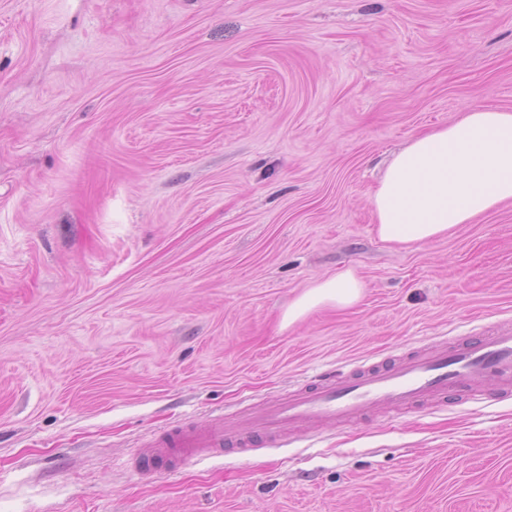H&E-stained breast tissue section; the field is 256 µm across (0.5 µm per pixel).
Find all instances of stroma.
Listing matches in <instances>:
<instances>
[{"mask_svg":"<svg viewBox=\"0 0 512 512\" xmlns=\"http://www.w3.org/2000/svg\"><path fill=\"white\" fill-rule=\"evenodd\" d=\"M512 110V0H0V512H512V398L140 476L164 430L512 324V202L382 242L384 162ZM365 296L286 325L317 279Z\"/></svg>","mask_w":512,"mask_h":512,"instance_id":"stroma-1","label":"stroma"}]
</instances>
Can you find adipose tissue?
<instances>
[{"instance_id":"adipose-tissue-1","label":"adipose tissue","mask_w":512,"mask_h":512,"mask_svg":"<svg viewBox=\"0 0 512 512\" xmlns=\"http://www.w3.org/2000/svg\"><path fill=\"white\" fill-rule=\"evenodd\" d=\"M512 201V110L468 107L412 139L387 165L372 198L379 238L411 246L445 238ZM365 286L352 270L317 280L288 307L293 323L318 307L346 310Z\"/></svg>"}]
</instances>
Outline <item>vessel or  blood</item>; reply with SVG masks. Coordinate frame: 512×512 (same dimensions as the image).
<instances>
[{"instance_id": "vessel-or-blood-1", "label": "vessel or blood", "mask_w": 512, "mask_h": 512, "mask_svg": "<svg viewBox=\"0 0 512 512\" xmlns=\"http://www.w3.org/2000/svg\"><path fill=\"white\" fill-rule=\"evenodd\" d=\"M500 396L512 394V324L477 328L455 340L418 347L390 360L324 375L295 391L209 423H184L161 433L149 453L134 462L151 476L175 462L202 459L219 451L243 453L259 444L281 445L288 431L308 422L352 420L372 409L394 416L426 404L447 405L459 394L487 399L485 383Z\"/></svg>"}]
</instances>
